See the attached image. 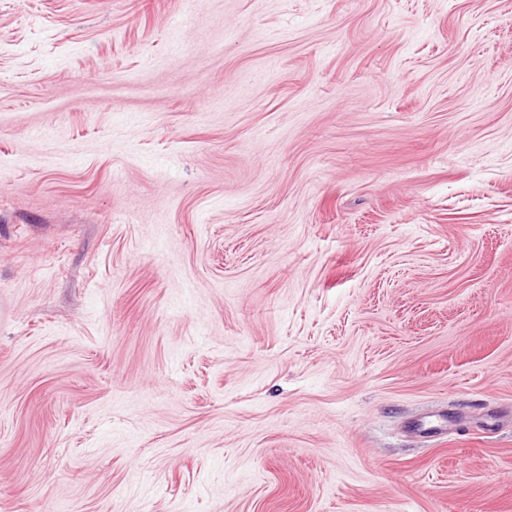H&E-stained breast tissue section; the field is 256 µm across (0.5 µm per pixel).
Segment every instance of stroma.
<instances>
[{"label": "stroma", "instance_id": "obj_1", "mask_svg": "<svg viewBox=\"0 0 512 512\" xmlns=\"http://www.w3.org/2000/svg\"><path fill=\"white\" fill-rule=\"evenodd\" d=\"M0 512H512V0H0Z\"/></svg>", "mask_w": 512, "mask_h": 512}]
</instances>
